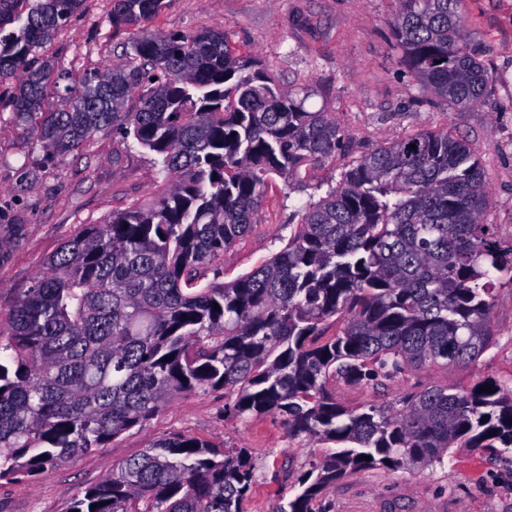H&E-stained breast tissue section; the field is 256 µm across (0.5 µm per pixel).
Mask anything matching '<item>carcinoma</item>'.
I'll list each match as a JSON object with an SVG mask.
<instances>
[{
    "instance_id": "obj_1",
    "label": "carcinoma",
    "mask_w": 512,
    "mask_h": 512,
    "mask_svg": "<svg viewBox=\"0 0 512 512\" xmlns=\"http://www.w3.org/2000/svg\"><path fill=\"white\" fill-rule=\"evenodd\" d=\"M84 2L0 0L12 118L60 158L112 128L153 153L160 189L83 225L0 320V480L28 484L174 398L215 390L239 418L272 414L293 436L337 445L280 512H315L340 479L440 465L458 446L512 455V385L434 386L351 410L328 389L471 363L494 344L491 278L512 283V245L484 222L491 194L469 144L418 131L378 145L298 210L283 249L202 284L199 270L253 224L270 177L303 187L346 150L343 130L305 108L311 87L281 89L208 27L144 33L61 92L65 74L43 49ZM458 2L399 0L391 29L418 89L464 110L490 99L492 79ZM111 3L115 27L164 6ZM332 318L341 326L326 338ZM255 478L248 449L181 434L120 463L67 512H245Z\"/></svg>"
}]
</instances>
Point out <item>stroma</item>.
Here are the masks:
<instances>
[{
    "label": "stroma",
    "mask_w": 512,
    "mask_h": 512,
    "mask_svg": "<svg viewBox=\"0 0 512 512\" xmlns=\"http://www.w3.org/2000/svg\"><path fill=\"white\" fill-rule=\"evenodd\" d=\"M144 29L190 33L207 26L227 33L237 52L258 57L283 88L309 85L308 110L330 112L344 131L345 152L309 179L327 184L384 141L430 129L462 136L480 159L491 189L488 223L512 244V0H462L472 49L494 80L486 104L457 111L420 96L394 49L390 22L398 0H165ZM110 0H85L68 33L49 48L72 74L119 58L136 38L113 28ZM159 187L146 151L112 130L94 133L62 161L46 158L30 127L0 110V318L45 260L82 225L100 224ZM308 191L285 193L273 177L248 232L217 263L225 280L267 260L297 229L294 210ZM495 344L465 366L432 365L376 387L330 382L337 403L355 409L392 402L431 386L470 388L512 381V285H493ZM186 434L248 449L257 479L246 512H279L295 484L328 450L289 435L271 414L239 418L224 411L220 391L175 399L146 426L130 429L92 454L44 469L28 487L0 482V512H66L77 492L111 474L157 438ZM320 512H512V456L491 459L477 448H454L443 464L411 470L367 469L329 487Z\"/></svg>",
    "instance_id": "1"
}]
</instances>
